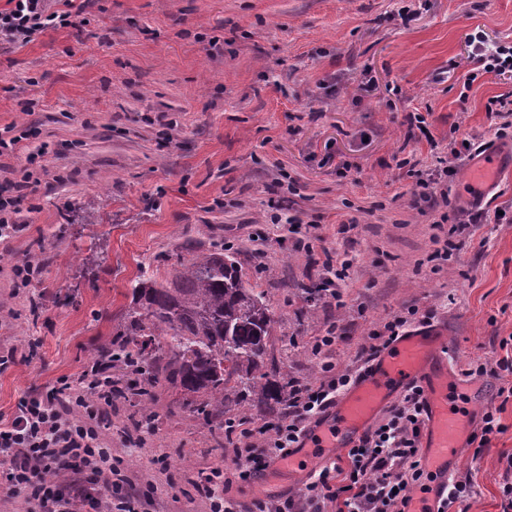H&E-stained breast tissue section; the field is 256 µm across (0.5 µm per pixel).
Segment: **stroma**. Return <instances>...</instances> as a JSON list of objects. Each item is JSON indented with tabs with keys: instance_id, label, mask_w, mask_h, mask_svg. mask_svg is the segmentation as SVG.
<instances>
[{
	"instance_id": "stroma-1",
	"label": "stroma",
	"mask_w": 512,
	"mask_h": 512,
	"mask_svg": "<svg viewBox=\"0 0 512 512\" xmlns=\"http://www.w3.org/2000/svg\"><path fill=\"white\" fill-rule=\"evenodd\" d=\"M88 2L77 27L0 52V136L37 129L0 153V182L45 152L15 203L23 230L0 245V348L15 351L0 372V412L87 369L120 332L140 268L171 277L187 242L236 252L267 300L269 355L287 380H320L310 341L332 320L343 327L331 352L342 367L411 305L447 330L456 374L512 334V223L479 225L448 261H430L439 230L412 204L415 177L396 165L413 155L430 166L431 142L474 134L512 157L485 110L512 82L486 74L462 88L467 34L512 42V0ZM403 4L411 22L396 15ZM27 99L33 111H21ZM413 111L429 138L406 141ZM469 167L458 163L448 182L452 204L512 207V167L480 194ZM351 218L355 228L337 235ZM336 253L352 262L342 281L323 268ZM28 259L41 279L11 296L10 270ZM334 291L343 306H331ZM183 400L158 385L150 398L113 402L104 424L114 454L157 487L144 512H207L193 487L200 472L245 465L221 429L180 414ZM501 422L480 458L462 451L458 473L477 490L468 512H500L512 401ZM305 482L282 470L229 496L281 502Z\"/></svg>"
}]
</instances>
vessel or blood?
Returning <instances> with one entry per match:
<instances>
[{"instance_id": "1", "label": "vessel or blood", "mask_w": 512, "mask_h": 512, "mask_svg": "<svg viewBox=\"0 0 512 512\" xmlns=\"http://www.w3.org/2000/svg\"><path fill=\"white\" fill-rule=\"evenodd\" d=\"M504 161L485 155L470 169L474 187L496 180ZM453 376L448 368V338L433 327L408 331L385 349L361 375L356 384L332 408L329 417L316 426L301 448L284 459L289 471L306 470L310 460L330 456L333 449L351 447L380 410L408 386L424 390L425 428L422 437L423 463L435 476L429 490L412 502L409 512H437L448 494V480L459 466L458 451L470 435L468 415L448 405V385Z\"/></svg>"}]
</instances>
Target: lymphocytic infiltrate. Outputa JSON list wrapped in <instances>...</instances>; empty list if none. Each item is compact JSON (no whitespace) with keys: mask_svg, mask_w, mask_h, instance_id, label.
Wrapping results in <instances>:
<instances>
[{"mask_svg":"<svg viewBox=\"0 0 512 512\" xmlns=\"http://www.w3.org/2000/svg\"><path fill=\"white\" fill-rule=\"evenodd\" d=\"M72 2L7 0V8L0 9V46L26 44L48 28L72 26ZM466 39L475 52L464 88L486 74L512 81V43L488 49L481 34L470 33ZM466 151L464 143L449 140L446 154L436 156L430 177L418 179L414 190L415 206L438 212L440 223L448 227L445 245L454 249L472 236L476 225L489 219L462 207L440 209L435 187L452 173V160ZM417 314L416 307H407L405 314L372 330L351 368L339 367L330 358L342 327L329 322L324 335L311 343L312 353L320 359L319 383L289 381L286 408L260 443H253L254 433L244 419H225L224 436L229 443L243 445L248 466L228 477L214 468L197 483L209 512H233L225 498L233 483L255 480L271 462L298 447L309 422L326 413ZM498 346L501 354L495 361H471L464 374L501 376L496 395L506 402L512 400V335L501 338ZM109 371L108 362L102 361L86 374L60 377L46 395L21 397L11 414L0 413V504L20 498L27 512H136L142 492L123 474V458L113 454L111 441L98 429L99 419L112 406V395L104 392L92 400L84 388L87 378L104 380ZM424 426L423 390L414 385L296 496L273 509L257 498L251 508L253 512H409L414 490L429 479L422 465Z\"/></svg>","mask_w":512,"mask_h":512,"instance_id":"obj_1","label":"lymphocytic infiltrate"}]
</instances>
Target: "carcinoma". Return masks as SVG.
Returning a JSON list of instances; mask_svg holds the SVG:
<instances>
[{
    "label": "carcinoma",
    "mask_w": 512,
    "mask_h": 512,
    "mask_svg": "<svg viewBox=\"0 0 512 512\" xmlns=\"http://www.w3.org/2000/svg\"><path fill=\"white\" fill-rule=\"evenodd\" d=\"M184 249L189 257L163 282L140 270L132 306L121 315L123 330L98 357L134 366L135 378L112 380V393L123 396L139 381L164 384L194 396L181 413L222 428L225 403L237 393H249L251 407L263 410L286 398L288 385L270 381L273 319L235 257L222 249Z\"/></svg>",
    "instance_id": "1"
}]
</instances>
